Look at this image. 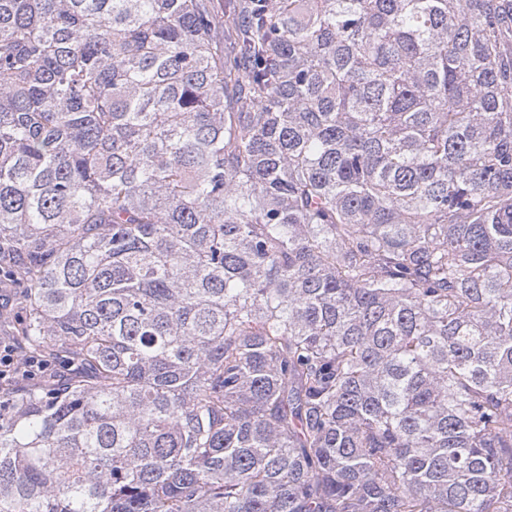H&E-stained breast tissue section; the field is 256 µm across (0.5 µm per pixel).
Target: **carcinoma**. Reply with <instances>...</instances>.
I'll return each instance as SVG.
<instances>
[{"label":"carcinoma","mask_w":512,"mask_h":512,"mask_svg":"<svg viewBox=\"0 0 512 512\" xmlns=\"http://www.w3.org/2000/svg\"><path fill=\"white\" fill-rule=\"evenodd\" d=\"M0 0V512H512V0ZM0 346L2 350L0 351V378L2 376V379L0 380L1 385L12 383V384H21V385H28L33 384L41 381L44 378H34L36 376H41L44 374L48 368L49 364L47 361L38 359V358H29L24 363H22V366H19L18 358L15 356V349L13 348V345L11 342H9L6 338H4L2 335V332H0ZM10 346V347H9ZM14 349H12V348ZM3 367V370H2ZM23 370L19 374L9 375V373H17L19 370ZM9 375V376H7ZM7 376V378H5ZM31 378H28V377ZM5 378V379H3ZM34 378V379H32Z\"/></svg>","instance_id":"cac0c4a2"}]
</instances>
